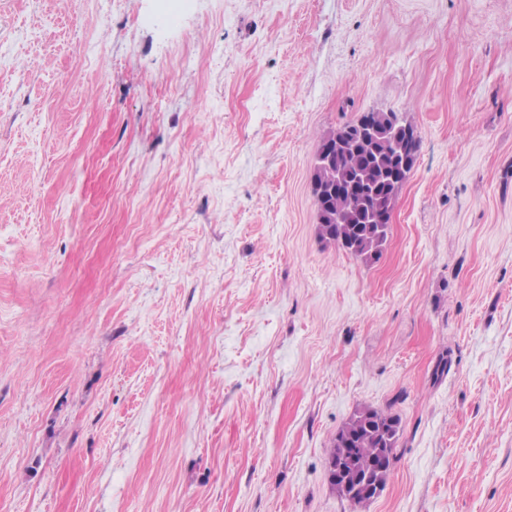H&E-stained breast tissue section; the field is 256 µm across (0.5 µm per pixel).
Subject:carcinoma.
<instances>
[{
  "mask_svg": "<svg viewBox=\"0 0 512 512\" xmlns=\"http://www.w3.org/2000/svg\"><path fill=\"white\" fill-rule=\"evenodd\" d=\"M361 118L375 127L372 138L346 145L334 162L316 170L311 191L317 207L319 239L350 253L367 264L378 262L388 237L389 225L367 223V210L389 214L403 183L387 179L388 166L406 161L405 173L413 169L420 139L406 140L398 154L385 112H367ZM400 431V419L371 406L356 410L333 440L328 460L344 459L352 476L368 469L384 455L385 465L375 474L380 488L390 477Z\"/></svg>",
  "mask_w": 512,
  "mask_h": 512,
  "instance_id": "cac0c4a2",
  "label": "carcinoma"
}]
</instances>
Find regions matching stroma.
Wrapping results in <instances>:
<instances>
[{"instance_id":"35a3bbf8","label":"stroma","mask_w":512,"mask_h":512,"mask_svg":"<svg viewBox=\"0 0 512 512\" xmlns=\"http://www.w3.org/2000/svg\"><path fill=\"white\" fill-rule=\"evenodd\" d=\"M169 2L0 0V512H512V0ZM372 111L420 149L368 265L311 176ZM399 431L398 416L371 406L359 408L337 431L333 440L327 461L330 477L336 472V462L331 461L333 459L346 460L348 473L354 476L368 469L383 453L385 465L375 474V480L383 491L396 459Z\"/></svg>"}]
</instances>
